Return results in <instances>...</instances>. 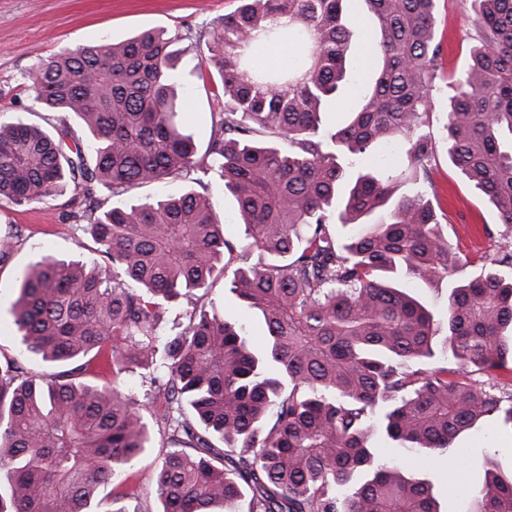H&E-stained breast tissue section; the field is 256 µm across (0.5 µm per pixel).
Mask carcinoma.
<instances>
[{
  "instance_id": "carcinoma-1",
  "label": "carcinoma",
  "mask_w": 512,
  "mask_h": 512,
  "mask_svg": "<svg viewBox=\"0 0 512 512\" xmlns=\"http://www.w3.org/2000/svg\"><path fill=\"white\" fill-rule=\"evenodd\" d=\"M238 2L206 44L224 111L203 155L179 91L180 36L165 29L36 67L34 103L78 119L91 158L78 143L65 153V127L55 137L0 123V200L39 203L67 180L90 200L99 188L119 197L196 171L234 198L244 227L225 238L215 201L191 188L67 213L107 263L33 261L14 323L43 361L82 371L102 357L112 381L0 363V472L10 475L0 512H93L101 488L150 447L145 417L117 389L135 367L154 371L151 418L170 444L156 467L161 512H440L431 487L405 476L409 461L428 453L464 467L459 436L490 417L512 425V394L470 377L512 374V275L451 289L440 318L394 286L469 259L425 192L437 0H362L377 77L335 127L324 118L349 82V0ZM470 2L474 45L447 85L448 159L498 211L508 241L493 262L512 268V0ZM284 45L282 64H258ZM388 145L401 161L381 176L375 150ZM220 275L264 322L261 347L217 309L166 331L169 308L195 303ZM378 432L401 458L378 454ZM486 462L459 512H512V474ZM112 503L146 512L135 489Z\"/></svg>"
}]
</instances>
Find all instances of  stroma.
Segmentation results:
<instances>
[{
  "instance_id": "stroma-1",
  "label": "stroma",
  "mask_w": 512,
  "mask_h": 512,
  "mask_svg": "<svg viewBox=\"0 0 512 512\" xmlns=\"http://www.w3.org/2000/svg\"><path fill=\"white\" fill-rule=\"evenodd\" d=\"M236 5V0H0V121L20 120L50 132L65 126L76 140H85V131L76 121L35 105L26 73L67 48L120 41L142 29L163 28L182 38L184 54L179 69L182 89L192 105L188 127L198 148L206 149L212 115L224 109V91L208 64L203 43L209 38L212 21ZM471 15L470 0H438L436 38L443 47L444 76H458L469 59ZM431 178L429 197L435 210L447 224L453 246L469 254L470 262L460 272L431 283L411 276L400 277L398 283L438 317L447 308L452 288L487 273L492 258L504 250L507 234L497 210L449 161L446 146L438 148ZM74 197V190L69 189L28 206L0 201V236L12 234L14 242L9 255L0 259V361L23 359L35 374L52 372L53 367L26 352L13 323L17 278L40 255L87 262L98 259L92 238L61 218ZM197 305L206 311L221 309L226 321L242 328L250 340L263 334L258 318L225 295L223 281L214 282ZM150 434L152 446L130 469L128 482L142 493L149 512H159L154 472L168 440L158 426H151ZM457 445L468 458L467 468L460 474H452L445 459L427 456L414 460L409 470L411 476L431 485L440 512H458L460 508L448 494L456 479L482 482L485 455H493L499 470L512 471V428L497 418L483 421L460 437Z\"/></svg>"
}]
</instances>
